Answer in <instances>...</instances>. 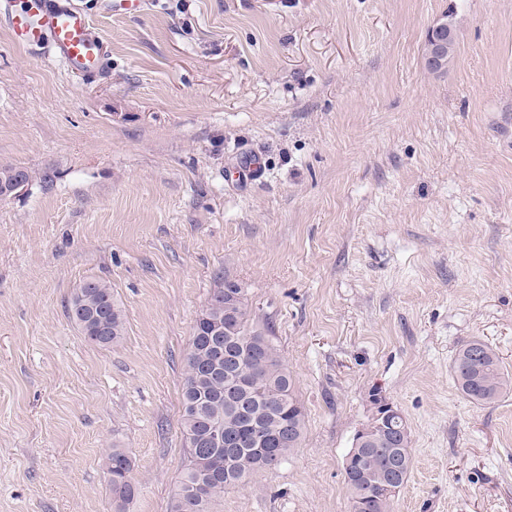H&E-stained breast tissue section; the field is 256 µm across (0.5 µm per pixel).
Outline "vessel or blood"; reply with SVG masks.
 Listing matches in <instances>:
<instances>
[{"label":"vessel or blood","mask_w":512,"mask_h":512,"mask_svg":"<svg viewBox=\"0 0 512 512\" xmlns=\"http://www.w3.org/2000/svg\"><path fill=\"white\" fill-rule=\"evenodd\" d=\"M90 8L75 0H0V22L15 41L42 50L75 76H92L108 62L106 45L95 31Z\"/></svg>","instance_id":"obj_1"}]
</instances>
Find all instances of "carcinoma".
I'll list each match as a JSON object with an SVG mask.
<instances>
[{"label": "carcinoma", "mask_w": 512, "mask_h": 512, "mask_svg": "<svg viewBox=\"0 0 512 512\" xmlns=\"http://www.w3.org/2000/svg\"><path fill=\"white\" fill-rule=\"evenodd\" d=\"M93 283L92 288L77 289L69 304L70 317L88 341L114 345L125 332L122 310L107 282L95 279ZM233 286L224 273H217L208 305L192 327L182 387L187 456L171 512H219L225 490L278 466L298 447L305 431L306 414L295 395L292 376L270 336V326L255 324L248 299L242 301L232 332L224 335L219 363H213L208 328L212 322L224 320V290ZM452 371L457 389L473 404L492 405L512 391V378L503 370L502 358L480 338L465 341L456 349ZM245 414L256 419L266 438L261 452L251 444L253 428L241 420ZM214 421L234 427L238 447L215 450L209 439ZM412 467L409 430H399L395 437L355 435L343 463L350 512H393L394 499L385 494V484L405 485ZM131 471L127 452L112 449L108 484L112 500L122 509L136 492ZM200 481L209 487L204 499L193 493Z\"/></svg>", "instance_id": "obj_1"}]
</instances>
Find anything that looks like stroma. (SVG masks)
Returning a JSON list of instances; mask_svg holds the SVG:
<instances>
[{
  "instance_id": "obj_1",
  "label": "stroma",
  "mask_w": 512,
  "mask_h": 512,
  "mask_svg": "<svg viewBox=\"0 0 512 512\" xmlns=\"http://www.w3.org/2000/svg\"><path fill=\"white\" fill-rule=\"evenodd\" d=\"M93 23L110 60L86 78L0 25V165L33 176L0 199V512H114L115 446L125 512H170L183 358L220 271L307 413L221 512H349L375 393L412 440L395 512H512V393L477 406L452 373L478 337L512 374V0H148ZM90 278L118 344L69 317ZM95 288L77 289L69 304V314L82 335L99 346L117 344L125 332L122 310L112 296L111 286L100 279H89ZM104 324L106 331H102ZM131 471V460L127 452L122 448H112L108 454V484L112 491V500L122 509L136 492Z\"/></svg>"
}]
</instances>
